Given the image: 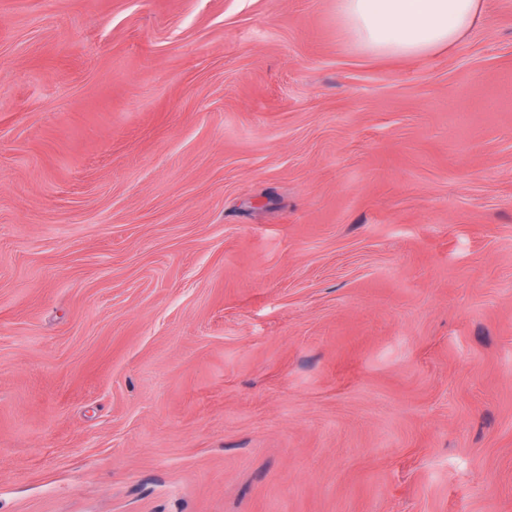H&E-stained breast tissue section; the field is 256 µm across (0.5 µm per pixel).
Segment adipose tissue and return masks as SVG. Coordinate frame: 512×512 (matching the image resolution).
Returning <instances> with one entry per match:
<instances>
[{"instance_id": "ef3b65f1", "label": "adipose tissue", "mask_w": 512, "mask_h": 512, "mask_svg": "<svg viewBox=\"0 0 512 512\" xmlns=\"http://www.w3.org/2000/svg\"><path fill=\"white\" fill-rule=\"evenodd\" d=\"M339 6L358 45L394 56L454 47L486 18V0H339Z\"/></svg>"}]
</instances>
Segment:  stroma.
Here are the masks:
<instances>
[{"mask_svg":"<svg viewBox=\"0 0 512 512\" xmlns=\"http://www.w3.org/2000/svg\"><path fill=\"white\" fill-rule=\"evenodd\" d=\"M0 512H512V0H0ZM339 6L358 45L394 56L449 51L486 18L485 0H340Z\"/></svg>","mask_w":512,"mask_h":512,"instance_id":"1","label":"stroma"}]
</instances>
